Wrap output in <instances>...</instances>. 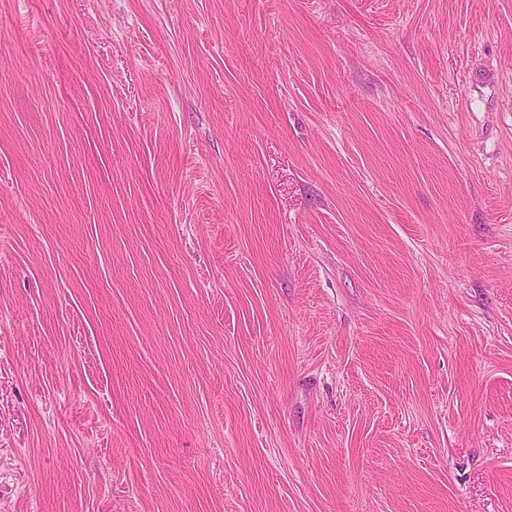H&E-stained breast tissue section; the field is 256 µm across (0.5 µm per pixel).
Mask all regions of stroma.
Instances as JSON below:
<instances>
[{
    "instance_id": "35a3bbf8",
    "label": "stroma",
    "mask_w": 512,
    "mask_h": 512,
    "mask_svg": "<svg viewBox=\"0 0 512 512\" xmlns=\"http://www.w3.org/2000/svg\"><path fill=\"white\" fill-rule=\"evenodd\" d=\"M0 512H512V0H0Z\"/></svg>"
}]
</instances>
